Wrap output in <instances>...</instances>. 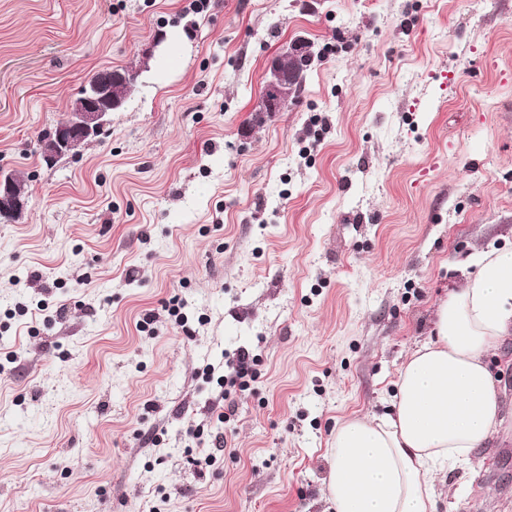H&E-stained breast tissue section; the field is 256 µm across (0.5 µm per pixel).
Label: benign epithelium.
Returning <instances> with one entry per match:
<instances>
[{"instance_id":"obj_1","label":"benign epithelium","mask_w":512,"mask_h":512,"mask_svg":"<svg viewBox=\"0 0 512 512\" xmlns=\"http://www.w3.org/2000/svg\"><path fill=\"white\" fill-rule=\"evenodd\" d=\"M307 56L308 46L299 40L268 60L264 90L254 111L273 115L288 109L297 94V61ZM138 75V71L128 68L108 69L102 71L100 79L89 82L82 95L71 104L66 117L55 127L49 145L43 150V162L53 165L98 137L109 124L111 114L123 107L125 91ZM26 206L27 198L18 191L16 177L0 172V218L18 221Z\"/></svg>"}]
</instances>
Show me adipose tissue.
I'll return each instance as SVG.
<instances>
[{"label": "adipose tissue", "instance_id": "ef3b65f1", "mask_svg": "<svg viewBox=\"0 0 512 512\" xmlns=\"http://www.w3.org/2000/svg\"><path fill=\"white\" fill-rule=\"evenodd\" d=\"M474 265L438 305L433 338L401 367L391 411L337 425L330 512H436L438 465L489 440L499 416L490 356L512 335V243L478 250Z\"/></svg>", "mask_w": 512, "mask_h": 512}]
</instances>
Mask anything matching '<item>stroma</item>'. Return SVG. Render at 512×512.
I'll use <instances>...</instances> for the list:
<instances>
[{
	"label": "stroma",
	"instance_id": "obj_1",
	"mask_svg": "<svg viewBox=\"0 0 512 512\" xmlns=\"http://www.w3.org/2000/svg\"><path fill=\"white\" fill-rule=\"evenodd\" d=\"M115 67L140 75L105 134L45 165ZM1 169L28 205L0 223V512H325L337 423L388 410L471 254L512 241V0H0ZM240 348L222 424L202 371ZM491 364L498 424L437 512H512V336ZM309 49L302 40L295 41L283 49L267 62L265 70L264 90L261 92L257 106L252 112L273 115L283 112L295 100L296 94L302 87L306 72L312 62L305 64L303 75L295 91V78L297 75V61L309 56ZM255 356L251 355L247 350H240L237 353L236 359L230 363L232 372L229 376H221L220 383L224 386V394L221 400H224V406H219V403L213 406V412L216 413V418L220 422L230 420V416L234 412L235 403L233 395L238 391H244L250 387V382L255 379L254 372ZM227 402V404H226ZM227 410V411H225Z\"/></svg>",
	"mask_w": 512,
	"mask_h": 512
}]
</instances>
